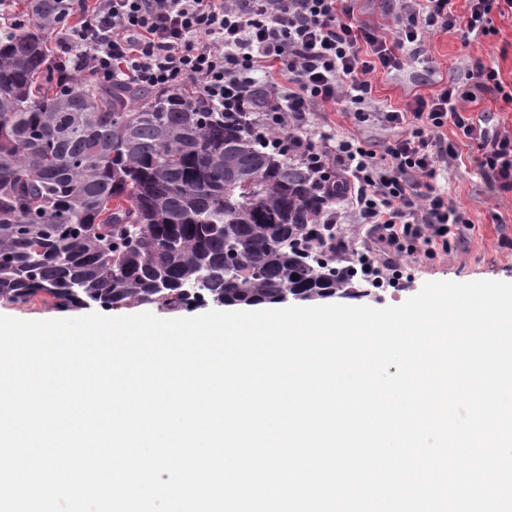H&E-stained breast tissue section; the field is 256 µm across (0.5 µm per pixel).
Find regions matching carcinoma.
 Instances as JSON below:
<instances>
[{
  "mask_svg": "<svg viewBox=\"0 0 512 512\" xmlns=\"http://www.w3.org/2000/svg\"><path fill=\"white\" fill-rule=\"evenodd\" d=\"M24 2L0 33V301L179 311L353 293L348 270L298 246L330 201L257 113L101 79L50 49L72 5Z\"/></svg>",
  "mask_w": 512,
  "mask_h": 512,
  "instance_id": "carcinoma-1",
  "label": "carcinoma"
}]
</instances>
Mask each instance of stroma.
<instances>
[{
    "label": "stroma",
    "instance_id": "1",
    "mask_svg": "<svg viewBox=\"0 0 512 512\" xmlns=\"http://www.w3.org/2000/svg\"><path fill=\"white\" fill-rule=\"evenodd\" d=\"M495 35L480 40H464L460 33L427 30L416 55L401 69L372 76V102L376 110H411L416 97L435 94L447 82L461 76V62L482 61L498 70L501 80L512 85V15L494 16ZM321 125L336 137H351L369 145H379L399 136V129H382L376 124H357L344 108L326 109ZM458 157L451 161L436 181L437 189L454 204L463 207L471 221L453 241L447 255L429 264L405 262L404 287L383 286L355 297L358 305L374 308L398 306L415 295L428 281L468 282L497 280L512 282V192L492 191L474 162L475 143L456 128H449Z\"/></svg>",
    "mask_w": 512,
    "mask_h": 512
}]
</instances>
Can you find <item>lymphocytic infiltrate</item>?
Returning a JSON list of instances; mask_svg holds the SVG:
<instances>
[{"label":"lymphocytic infiltrate","mask_w":512,"mask_h":512,"mask_svg":"<svg viewBox=\"0 0 512 512\" xmlns=\"http://www.w3.org/2000/svg\"><path fill=\"white\" fill-rule=\"evenodd\" d=\"M450 2L411 0L388 38L354 23V0H77L79 21L63 48L80 49L85 65L109 80L167 90L192 85L218 112L247 111L251 90L265 88L273 104L262 121L274 142H291L326 192L340 180L354 190L356 222L383 246L356 262L380 285L397 278L401 257L427 264L447 254L449 237L468 221L433 185L457 154L449 128L476 142L489 187L512 191V133L489 132L465 109L487 94L512 102L493 67L471 64L462 80L417 97L409 113L370 106V74L400 69L424 30L486 37L494 32L492 12L512 10V0H468L461 18ZM331 103L357 122L404 132L380 151L309 133L310 115Z\"/></svg>","instance_id":"lymphocytic-infiltrate-1"}]
</instances>
